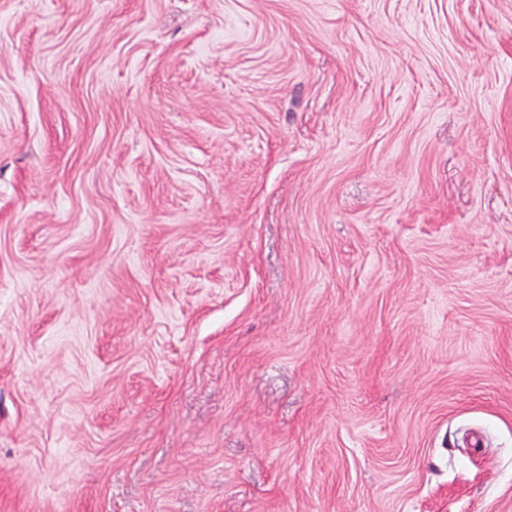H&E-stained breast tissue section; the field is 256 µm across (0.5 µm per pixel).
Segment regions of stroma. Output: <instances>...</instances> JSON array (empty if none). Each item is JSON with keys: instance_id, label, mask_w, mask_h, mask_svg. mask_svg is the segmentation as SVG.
<instances>
[{"instance_id": "1", "label": "stroma", "mask_w": 512, "mask_h": 512, "mask_svg": "<svg viewBox=\"0 0 512 512\" xmlns=\"http://www.w3.org/2000/svg\"><path fill=\"white\" fill-rule=\"evenodd\" d=\"M0 512H512V0H0Z\"/></svg>"}]
</instances>
